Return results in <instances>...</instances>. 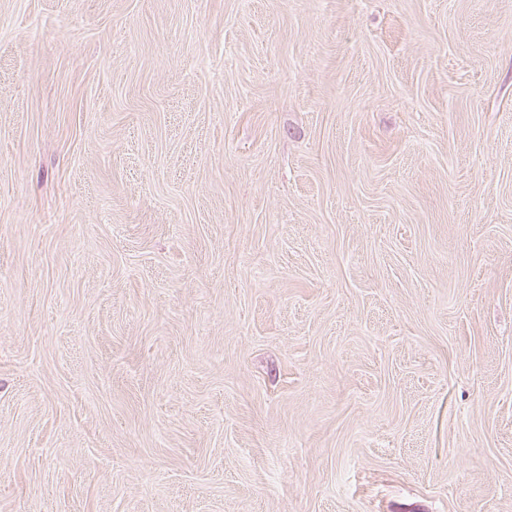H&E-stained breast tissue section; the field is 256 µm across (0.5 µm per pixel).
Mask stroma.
I'll return each instance as SVG.
<instances>
[{"label": "stroma", "mask_w": 512, "mask_h": 512, "mask_svg": "<svg viewBox=\"0 0 512 512\" xmlns=\"http://www.w3.org/2000/svg\"><path fill=\"white\" fill-rule=\"evenodd\" d=\"M0 512H512V0H0Z\"/></svg>", "instance_id": "stroma-1"}]
</instances>
